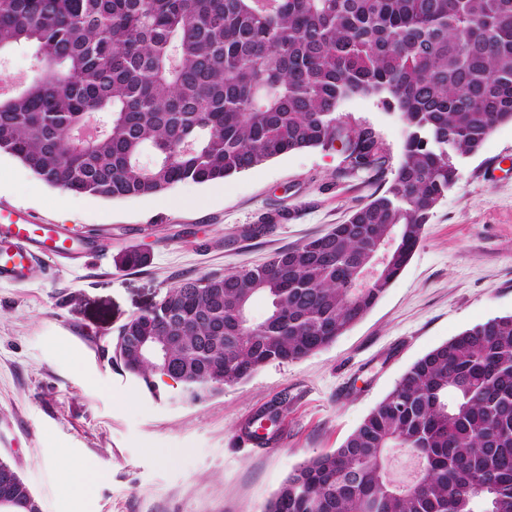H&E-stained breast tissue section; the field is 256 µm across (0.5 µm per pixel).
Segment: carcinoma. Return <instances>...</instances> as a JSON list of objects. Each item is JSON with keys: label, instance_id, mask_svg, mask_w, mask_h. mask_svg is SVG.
Segmentation results:
<instances>
[{"label": "carcinoma", "instance_id": "obj_1", "mask_svg": "<svg viewBox=\"0 0 512 512\" xmlns=\"http://www.w3.org/2000/svg\"><path fill=\"white\" fill-rule=\"evenodd\" d=\"M35 74L0 94V153L62 191L118 200L341 145L340 175L384 176L380 133L342 120L377 96L406 136L393 178L343 224L266 262L185 279L121 326L113 356L200 401L299 360L361 320L398 277L472 156L512 123V0H0V57ZM395 241L367 288L354 280ZM269 302L257 321L250 305ZM168 341V364L141 350ZM419 460L393 480L387 456ZM0 512H41L0 461ZM266 512H512V315L418 359L344 443L284 479Z\"/></svg>", "mask_w": 512, "mask_h": 512}]
</instances>
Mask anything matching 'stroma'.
I'll use <instances>...</instances> for the list:
<instances>
[{
	"label": "stroma",
	"instance_id": "obj_1",
	"mask_svg": "<svg viewBox=\"0 0 512 512\" xmlns=\"http://www.w3.org/2000/svg\"><path fill=\"white\" fill-rule=\"evenodd\" d=\"M344 119L367 123L398 165L405 128L378 98L356 96ZM344 156L308 148L247 172L87 207L0 153V204L68 230L81 257L44 255L31 278L0 282V458L43 512H264L285 477L339 448L419 358L462 330L512 315V123L458 161L399 277L328 347L265 365L198 403L173 380L150 394L111 363L119 328L188 278L265 262L344 223L374 188L340 177ZM289 220L248 230L270 213ZM145 253L127 266L130 249ZM288 404L270 448L242 433L279 398ZM55 458L95 467L94 492L70 496Z\"/></svg>",
	"mask_w": 512,
	"mask_h": 512
}]
</instances>
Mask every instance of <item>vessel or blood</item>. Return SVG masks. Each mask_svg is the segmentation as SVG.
Here are the masks:
<instances>
[{
  "mask_svg": "<svg viewBox=\"0 0 512 512\" xmlns=\"http://www.w3.org/2000/svg\"><path fill=\"white\" fill-rule=\"evenodd\" d=\"M73 256L72 236L31 214L0 208V280L16 281L26 276L39 253Z\"/></svg>",
  "mask_w": 512,
  "mask_h": 512,
  "instance_id": "vessel-or-blood-1",
  "label": "vessel or blood"
}]
</instances>
